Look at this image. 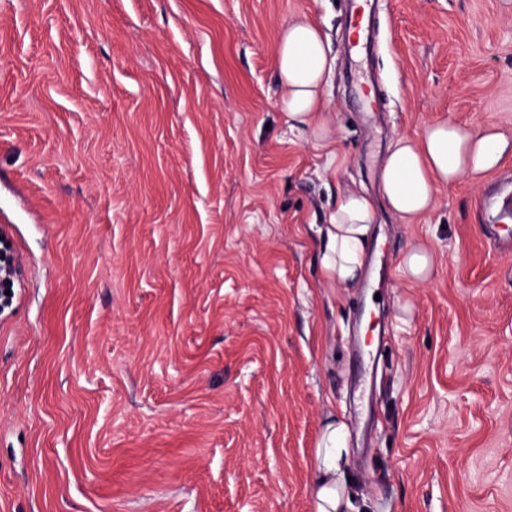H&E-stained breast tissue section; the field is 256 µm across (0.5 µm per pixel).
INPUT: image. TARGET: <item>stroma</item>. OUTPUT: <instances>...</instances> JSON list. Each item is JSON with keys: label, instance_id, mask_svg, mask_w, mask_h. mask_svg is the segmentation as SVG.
<instances>
[{"label": "stroma", "instance_id": "1", "mask_svg": "<svg viewBox=\"0 0 512 512\" xmlns=\"http://www.w3.org/2000/svg\"><path fill=\"white\" fill-rule=\"evenodd\" d=\"M0 0V512H314L349 425L357 512H512V252L482 184L379 209L360 281L321 267L343 191L451 120L512 134V0ZM329 36L332 145L289 126L281 25ZM436 260L404 278L411 245ZM383 318L385 350L359 325ZM1 250H0V279L3 282L11 284V288H2L0 290V315L5 313L6 310L10 309L16 299V292L13 288V266L12 260L8 255L9 247L6 245L5 240L1 239ZM5 291H10V295H6ZM348 426L343 420H329L316 444V471L312 500L316 512H357L344 481L348 456Z\"/></svg>", "mask_w": 512, "mask_h": 512}]
</instances>
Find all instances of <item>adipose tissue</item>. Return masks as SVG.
Segmentation results:
<instances>
[{"instance_id": "1", "label": "adipose tissue", "mask_w": 512, "mask_h": 512, "mask_svg": "<svg viewBox=\"0 0 512 512\" xmlns=\"http://www.w3.org/2000/svg\"><path fill=\"white\" fill-rule=\"evenodd\" d=\"M274 62L279 105L289 123L306 126L317 143L330 145L333 132L322 95L329 60L322 28L307 18L289 21L279 31ZM511 153L512 136L494 125H426L417 136H401L390 144L381 170L385 204L403 223H415L432 210L438 186L479 179ZM375 215L374 201L365 192L349 190L338 197L321 250L322 269L337 286L357 284ZM348 436L346 422L336 419L320 433L312 486L315 512H354L344 481Z\"/></svg>"}]
</instances>
